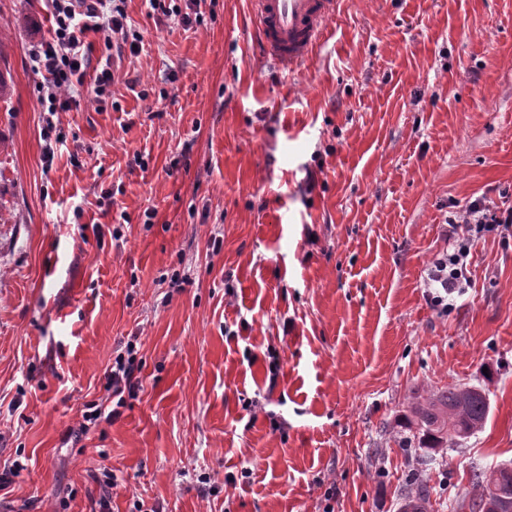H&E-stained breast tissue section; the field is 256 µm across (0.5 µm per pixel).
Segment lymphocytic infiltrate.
Segmentation results:
<instances>
[{
	"mask_svg": "<svg viewBox=\"0 0 512 512\" xmlns=\"http://www.w3.org/2000/svg\"><path fill=\"white\" fill-rule=\"evenodd\" d=\"M50 16L54 21L50 40L34 48L31 60L43 80L38 86L37 100L49 115L67 112L79 107L74 92L93 77V93L103 98L114 78L112 67L107 63H94L90 49L85 48L83 36L87 31L107 33L117 50L130 44L126 25L125 0H47ZM496 225L503 230L512 229V211L490 214L482 202H472L453 235V251L439 259L432 273L433 282L451 295L461 288V260L469 252L473 235Z\"/></svg>",
	"mask_w": 512,
	"mask_h": 512,
	"instance_id": "obj_1",
	"label": "lymphocytic infiltrate"
}]
</instances>
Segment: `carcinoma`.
Segmentation results:
<instances>
[{"instance_id": "cac0c4a2", "label": "carcinoma", "mask_w": 512, "mask_h": 512, "mask_svg": "<svg viewBox=\"0 0 512 512\" xmlns=\"http://www.w3.org/2000/svg\"><path fill=\"white\" fill-rule=\"evenodd\" d=\"M489 414V403L483 390L475 387H443L416 395L404 413L405 432L395 441L401 448H424L422 466L447 464L448 449L479 432ZM507 487L502 494L491 491L487 472L474 474L475 498L466 503L461 497L459 508L473 512H512V473L503 476ZM432 488L419 472L406 474L400 487V512H432Z\"/></svg>"}]
</instances>
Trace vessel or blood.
Instances as JSON below:
<instances>
[{
	"instance_id": "b4317fda",
	"label": "vessel or blood",
	"mask_w": 512,
	"mask_h": 512,
	"mask_svg": "<svg viewBox=\"0 0 512 512\" xmlns=\"http://www.w3.org/2000/svg\"><path fill=\"white\" fill-rule=\"evenodd\" d=\"M338 0H250L263 55L290 71L305 61L336 12Z\"/></svg>"
}]
</instances>
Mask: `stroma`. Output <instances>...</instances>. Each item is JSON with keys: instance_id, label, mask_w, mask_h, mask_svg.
<instances>
[{"instance_id": "35a3bbf8", "label": "stroma", "mask_w": 512, "mask_h": 512, "mask_svg": "<svg viewBox=\"0 0 512 512\" xmlns=\"http://www.w3.org/2000/svg\"><path fill=\"white\" fill-rule=\"evenodd\" d=\"M125 11L142 50L49 163L53 21L0 0V512H91L106 470L111 512H399L397 421L449 385L490 414L434 492L512 465V236L474 239L448 306L429 286L470 202L512 209V0H339L293 75L248 0ZM91 403L121 415L72 439ZM186 9H189L191 12H183L182 8L176 4L170 7V4L166 5V0H149L150 7L153 11H159L165 17H177L178 22L184 25L195 24L196 26L201 25L204 21L203 15L200 12V0H185ZM194 15L192 18L191 15ZM125 353L116 356L106 385V389L112 392V397H119L116 403L119 405L122 404V394L125 390L131 393V390L139 388L141 385L139 374L142 366L135 356L134 346L127 345Z\"/></svg>"}]
</instances>
